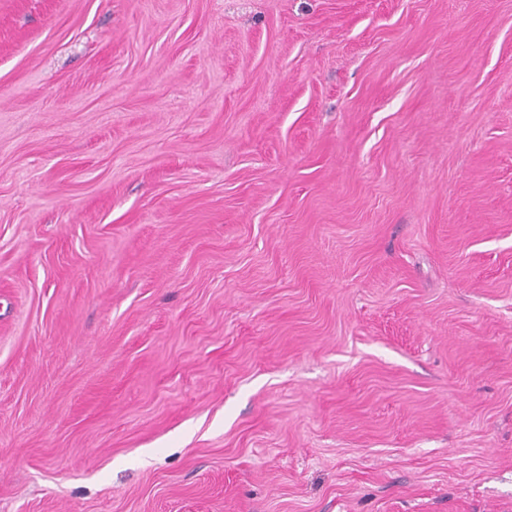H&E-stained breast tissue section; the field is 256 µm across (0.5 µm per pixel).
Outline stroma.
<instances>
[{
	"label": "stroma",
	"instance_id": "stroma-1",
	"mask_svg": "<svg viewBox=\"0 0 512 512\" xmlns=\"http://www.w3.org/2000/svg\"><path fill=\"white\" fill-rule=\"evenodd\" d=\"M0 512H512V0H0Z\"/></svg>",
	"mask_w": 512,
	"mask_h": 512
}]
</instances>
